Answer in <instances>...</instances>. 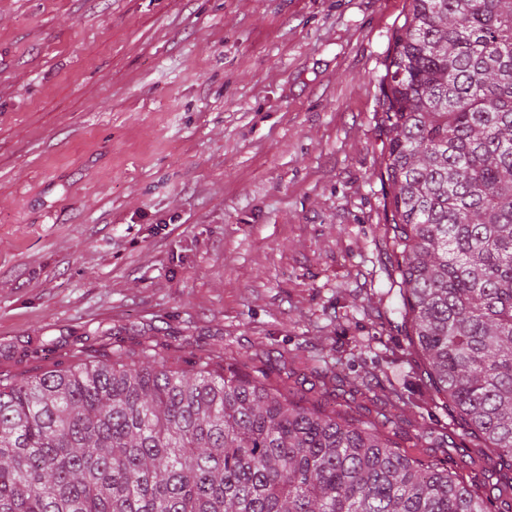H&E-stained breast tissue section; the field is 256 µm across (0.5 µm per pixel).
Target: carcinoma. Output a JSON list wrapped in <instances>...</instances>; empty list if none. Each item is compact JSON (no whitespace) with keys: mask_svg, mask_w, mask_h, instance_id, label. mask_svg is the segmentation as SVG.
Returning <instances> with one entry per match:
<instances>
[{"mask_svg":"<svg viewBox=\"0 0 512 512\" xmlns=\"http://www.w3.org/2000/svg\"><path fill=\"white\" fill-rule=\"evenodd\" d=\"M401 326L512 466V0H410L382 81ZM265 375L158 345L0 376V512H498V494Z\"/></svg>","mask_w":512,"mask_h":512,"instance_id":"carcinoma-1","label":"carcinoma"}]
</instances>
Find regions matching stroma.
I'll list each match as a JSON object with an SVG mask.
<instances>
[{"mask_svg":"<svg viewBox=\"0 0 512 512\" xmlns=\"http://www.w3.org/2000/svg\"><path fill=\"white\" fill-rule=\"evenodd\" d=\"M406 7L0 0V374L108 335L357 418L397 388L401 448L472 477L482 437L392 323L379 98Z\"/></svg>","mask_w":512,"mask_h":512,"instance_id":"stroma-1","label":"stroma"}]
</instances>
